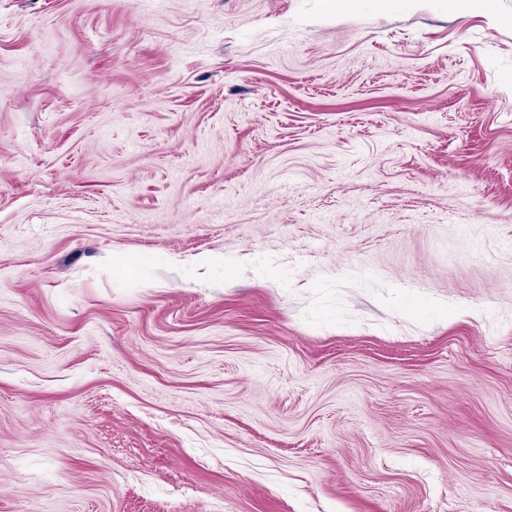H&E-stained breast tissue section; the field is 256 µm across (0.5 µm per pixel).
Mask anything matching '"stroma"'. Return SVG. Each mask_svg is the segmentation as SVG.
Wrapping results in <instances>:
<instances>
[{"mask_svg":"<svg viewBox=\"0 0 512 512\" xmlns=\"http://www.w3.org/2000/svg\"><path fill=\"white\" fill-rule=\"evenodd\" d=\"M0 512H512V0H0Z\"/></svg>","mask_w":512,"mask_h":512,"instance_id":"obj_1","label":"stroma"}]
</instances>
